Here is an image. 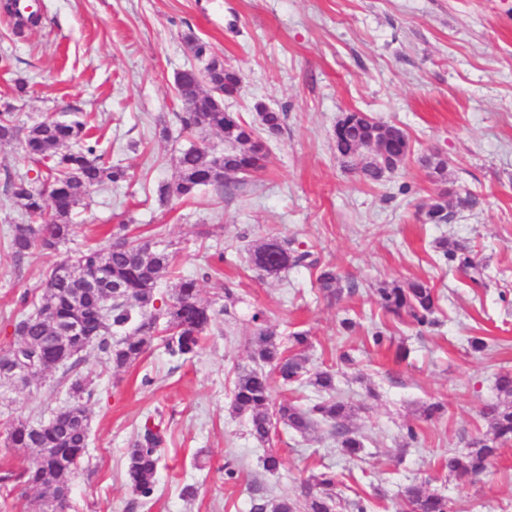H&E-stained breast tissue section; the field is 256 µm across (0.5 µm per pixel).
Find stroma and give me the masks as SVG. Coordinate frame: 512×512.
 Wrapping results in <instances>:
<instances>
[{
    "label": "stroma",
    "instance_id": "1",
    "mask_svg": "<svg viewBox=\"0 0 512 512\" xmlns=\"http://www.w3.org/2000/svg\"><path fill=\"white\" fill-rule=\"evenodd\" d=\"M41 21L14 33L0 10V103L14 106L19 126L79 110L102 128L100 148L130 179L94 189L72 216L67 254L105 241L129 222L134 235L161 234L176 254V273L158 292L171 296L176 275L226 261L200 287L218 303L197 354L171 359L155 339L134 364L115 369L89 347L76 373L55 368L27 385H0V437L17 421L36 426L72 399L82 378L92 396L86 457L70 475L66 512H249L255 485L270 496L295 491L300 480L330 466L347 497L361 495L372 512H403L400 492L426 483L448 497L454 512H512V445L502 447L475 481L449 476L452 448L489 432L483 408L496 401L498 373L512 370V0H37ZM242 77L227 110L247 122L256 104L284 115L265 169L231 181L229 190L201 188L189 201L160 202L174 158L187 140L175 119L176 73L199 67L186 34ZM29 93L13 95L16 80ZM361 111L405 130L411 153L380 181L364 180L338 154L333 131L344 113ZM448 161V183L476 200L448 224H425L418 210L438 192L421 162ZM21 209L0 191V351L12 343L11 322L22 303H39L55 258L16 260L11 225ZM271 235L305 245L320 266L335 267L342 300L318 289L317 268L260 276L246 243ZM468 241L493 283L469 288L436 246L440 238ZM422 280L440 297L439 323L418 332L410 319L385 316L377 288ZM263 310L281 334L305 331L312 370L331 369L354 408L350 426L364 436L361 458L346 459L335 440L273 430L268 449L279 471L263 470V449L231 407L237 374L250 366ZM354 323L351 332L341 319ZM381 329L395 345L369 340ZM485 338L473 351L470 337ZM410 355L395 358L396 345ZM348 351L352 364L338 362ZM441 403L424 419L421 407ZM165 432L151 499L125 483L127 450L147 420ZM420 441L407 444L406 425ZM241 459L236 480L224 478L227 457ZM198 489L194 501L184 485Z\"/></svg>",
    "mask_w": 512,
    "mask_h": 512
}]
</instances>
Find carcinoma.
<instances>
[{
    "label": "carcinoma",
    "mask_w": 512,
    "mask_h": 512,
    "mask_svg": "<svg viewBox=\"0 0 512 512\" xmlns=\"http://www.w3.org/2000/svg\"><path fill=\"white\" fill-rule=\"evenodd\" d=\"M186 44L194 56L209 57L204 67L208 79L222 85L228 98L237 96L242 79L238 71L224 66V61L209 56L207 44L192 35ZM176 98L182 111L175 113L181 132L192 137L197 132L216 131L222 135L224 147H202L191 141L179 150L176 172L172 180L159 186L162 203L172 198L189 200L206 186L224 188L230 175L256 172L265 168L269 157L268 140L280 135L283 115L267 107L255 106L259 125L253 126L233 112L224 111L223 101L210 95L195 72L187 69L178 78ZM336 150L349 160L351 167L371 181H378L387 171L396 169L409 155L410 143L403 129L376 121L361 112H347L335 128ZM20 141L23 157L41 165L45 171L37 177L6 175L4 188L29 219L16 224L10 246L16 258L22 259L39 250L57 255L72 233L71 214L90 193L108 184L129 179L128 170L112 165L97 153L91 126L81 112L73 113L68 122L51 117L21 129L13 112H0V142ZM432 180L441 185L437 196L421 212L424 224H446L454 209L465 210L475 204L471 194L465 195L447 186L446 159L436 155L422 158ZM127 225L119 224L106 238V245L90 248L76 256H64L60 262L72 263V275L61 278L51 271L42 283L40 304L22 312L13 324L15 342L3 351L24 363L37 367L33 376L60 365L70 370L83 362L85 342L91 340L112 360L116 368L138 361L157 336L165 337V350L173 359H187L197 353L205 333L211 326L215 309L199 297L200 282L212 278L216 266L224 263V254L201 268L195 275L177 277V285L169 300L159 299L158 282L173 273L175 254L168 248L159 249L150 239L132 238ZM443 257L476 287L484 285L483 265L464 241L439 244ZM252 265L261 276H273L289 267L313 266L312 253L293 246V241L278 236L267 238L249 249ZM102 274L122 287V293L104 304L101 295L89 288L80 302L74 292L79 282ZM319 288L335 300L342 289L334 268L319 271ZM381 308L396 317L408 316L417 327L434 324L438 296L424 282L412 280L401 286L393 284L377 289ZM255 323L253 366L237 375L232 409L246 418L250 435L259 443L270 440L273 421L288 430L306 436L321 426L335 438L338 448L349 457H357L365 446L360 435L348 425L351 411L344 401L336 399V381L329 370L316 371L309 384L316 392L304 405L292 401L279 404L275 416H270L272 394L269 375L271 368L279 380L294 384L308 373L306 358L301 351L308 345V333L291 334L289 349H283L282 337L267 325L265 314L253 315ZM71 322L83 327V335L59 338L61 328ZM117 336L119 340L112 341ZM500 394L497 402L485 407L483 415L490 421L493 437H475L468 447L448 453V473L459 478L480 475L494 459L499 447L512 442V372L501 373L496 380ZM77 402L70 405V418L56 428L33 431L26 423L9 429L12 448L20 453L30 449L50 451L51 459L40 460L8 478L38 490L41 498L60 494L67 497L68 476L77 467L88 440V410L79 402L86 391L84 380L71 383ZM165 436L159 426H144L127 452L126 485L132 494L147 499L154 494L156 475ZM339 478L330 467L312 473L303 482L300 492L273 499L265 490L255 488L251 512H368L364 499H347L338 491ZM404 512H449L448 499L426 492L422 485L411 484L403 492Z\"/></svg>",
    "instance_id": "1"
}]
</instances>
